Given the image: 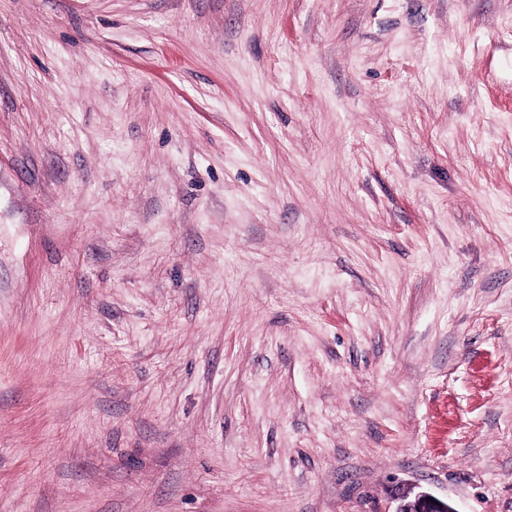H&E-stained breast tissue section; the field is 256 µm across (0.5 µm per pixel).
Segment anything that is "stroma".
Segmentation results:
<instances>
[{
    "instance_id": "1",
    "label": "stroma",
    "mask_w": 512,
    "mask_h": 512,
    "mask_svg": "<svg viewBox=\"0 0 512 512\" xmlns=\"http://www.w3.org/2000/svg\"><path fill=\"white\" fill-rule=\"evenodd\" d=\"M512 512V0H0V512ZM427 498H433V501H427ZM391 500L395 502V509L390 512H457L448 499H441L428 491L412 494L399 483L391 488Z\"/></svg>"
}]
</instances>
